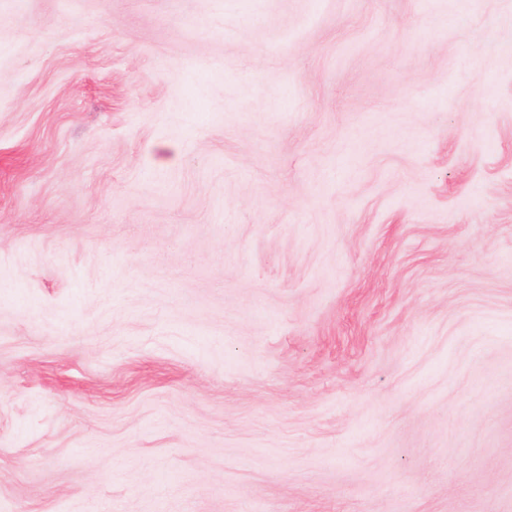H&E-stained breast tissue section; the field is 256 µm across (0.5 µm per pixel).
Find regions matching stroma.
Returning a JSON list of instances; mask_svg holds the SVG:
<instances>
[{
    "label": "stroma",
    "mask_w": 512,
    "mask_h": 512,
    "mask_svg": "<svg viewBox=\"0 0 512 512\" xmlns=\"http://www.w3.org/2000/svg\"><path fill=\"white\" fill-rule=\"evenodd\" d=\"M0 512H512V0H0Z\"/></svg>",
    "instance_id": "1"
}]
</instances>
